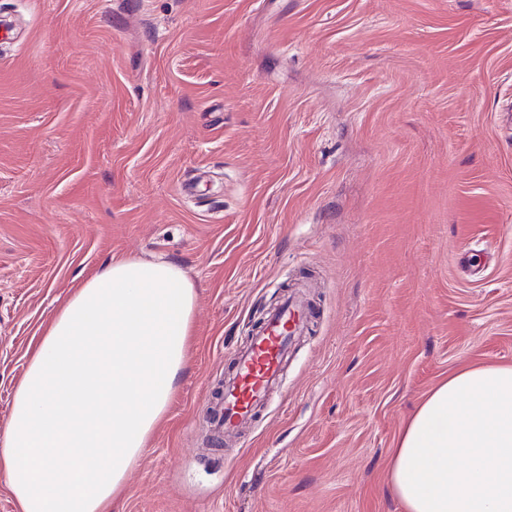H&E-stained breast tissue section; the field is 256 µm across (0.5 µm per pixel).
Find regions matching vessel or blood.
Wrapping results in <instances>:
<instances>
[{"label": "vessel or blood", "mask_w": 512, "mask_h": 512, "mask_svg": "<svg viewBox=\"0 0 512 512\" xmlns=\"http://www.w3.org/2000/svg\"><path fill=\"white\" fill-rule=\"evenodd\" d=\"M309 314L304 300L288 297L259 329L252 331L237 354L234 373L224 382V402L214 415L215 430L228 432L243 427L269 400L279 383L291 341L304 331Z\"/></svg>", "instance_id": "vessel-or-blood-1"}]
</instances>
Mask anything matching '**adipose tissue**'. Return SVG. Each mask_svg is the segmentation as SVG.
Instances as JSON below:
<instances>
[{
	"instance_id": "ef3b65f1",
	"label": "adipose tissue",
	"mask_w": 512,
	"mask_h": 512,
	"mask_svg": "<svg viewBox=\"0 0 512 512\" xmlns=\"http://www.w3.org/2000/svg\"><path fill=\"white\" fill-rule=\"evenodd\" d=\"M195 285L169 261L112 258L34 344L0 429L18 512H107L187 364ZM387 482L404 512H512V366H468L420 404Z\"/></svg>"
}]
</instances>
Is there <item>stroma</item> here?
<instances>
[{
    "label": "stroma",
    "mask_w": 512,
    "mask_h": 512,
    "mask_svg": "<svg viewBox=\"0 0 512 512\" xmlns=\"http://www.w3.org/2000/svg\"><path fill=\"white\" fill-rule=\"evenodd\" d=\"M168 259L188 368L109 512H402L412 411L512 365V0H0V427L77 275ZM312 307L215 445L250 329Z\"/></svg>",
    "instance_id": "1"
}]
</instances>
